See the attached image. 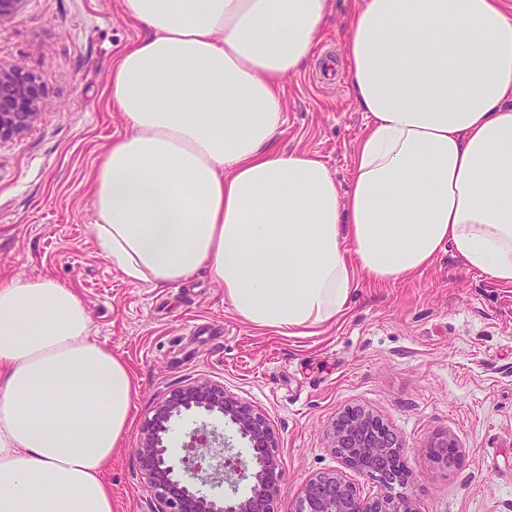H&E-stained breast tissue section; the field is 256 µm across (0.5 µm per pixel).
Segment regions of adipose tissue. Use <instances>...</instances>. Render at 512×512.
<instances>
[{
    "instance_id": "adipose-tissue-1",
    "label": "adipose tissue",
    "mask_w": 512,
    "mask_h": 512,
    "mask_svg": "<svg viewBox=\"0 0 512 512\" xmlns=\"http://www.w3.org/2000/svg\"><path fill=\"white\" fill-rule=\"evenodd\" d=\"M141 35L109 68L130 130L96 173L93 234L128 280L207 269L250 326L317 336L360 280L449 250L512 285V0H356L350 91L366 113L340 186L279 152L283 81L332 0H122ZM135 391L76 289L0 281V512H113L104 473Z\"/></svg>"
}]
</instances>
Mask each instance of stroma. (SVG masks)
<instances>
[{
    "instance_id": "obj_1",
    "label": "stroma",
    "mask_w": 512,
    "mask_h": 512,
    "mask_svg": "<svg viewBox=\"0 0 512 512\" xmlns=\"http://www.w3.org/2000/svg\"><path fill=\"white\" fill-rule=\"evenodd\" d=\"M333 4L318 55L285 80L275 146L318 154L345 184L366 114L340 62L354 0ZM139 35L121 0H26L0 21V61L36 73L48 93L32 129L0 143V277L46 275L76 288L93 338L132 371L131 426L104 474L115 512H156L137 471L138 430L159 397L196 380L223 385L273 428L284 467L276 512H294L321 472L342 471L362 496L389 495L331 447L349 407L403 439L414 512H512V286L444 251L405 282H361L322 335L288 337L247 325L206 270L161 289L125 280L98 254L94 171L127 131L110 104L108 65ZM442 436L460 451L454 467L433 455Z\"/></svg>"
}]
</instances>
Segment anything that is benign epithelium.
<instances>
[{"instance_id":"benign-epithelium-1","label":"benign epithelium","mask_w":512,"mask_h":512,"mask_svg":"<svg viewBox=\"0 0 512 512\" xmlns=\"http://www.w3.org/2000/svg\"><path fill=\"white\" fill-rule=\"evenodd\" d=\"M46 105L45 88L36 75L21 66L0 63V142L29 131ZM194 411L221 416L234 425L254 448V460H242L223 433L203 423L186 433V447L194 450V456L182 459L184 474H177L169 464L171 423ZM331 440L334 452L347 466L390 486L409 484L402 439L372 412L363 408L345 411L332 427ZM275 447L276 437L262 414L223 386L197 381L158 399L152 416L140 428L136 461L142 478L158 497V512H275L284 481ZM432 448L444 465L457 462V446L450 437L435 440ZM243 480L250 481L249 492L240 495L238 486ZM196 481L225 483L231 493L204 498L193 491ZM297 512H413V508L404 495L365 499L336 471L306 481Z\"/></svg>"}]
</instances>
